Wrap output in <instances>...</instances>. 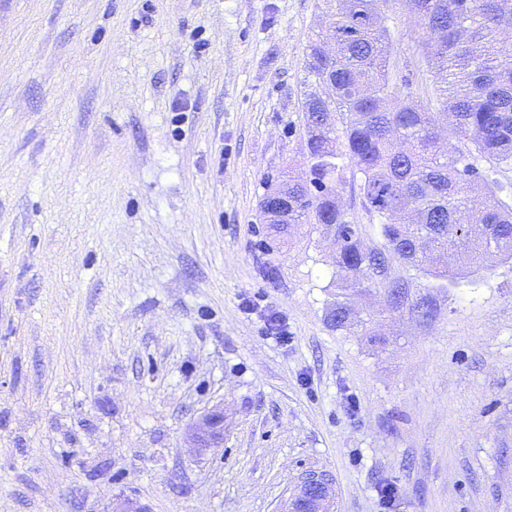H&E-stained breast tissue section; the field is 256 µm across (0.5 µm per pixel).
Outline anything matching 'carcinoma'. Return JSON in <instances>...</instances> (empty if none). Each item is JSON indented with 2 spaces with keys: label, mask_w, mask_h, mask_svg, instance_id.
<instances>
[{
  "label": "carcinoma",
  "mask_w": 512,
  "mask_h": 512,
  "mask_svg": "<svg viewBox=\"0 0 512 512\" xmlns=\"http://www.w3.org/2000/svg\"><path fill=\"white\" fill-rule=\"evenodd\" d=\"M333 55L308 45L312 85L302 102L309 179L288 177L268 191L288 198V223L336 228V309L332 324L345 327L353 300L382 288L394 307L408 284L387 275L389 255L438 282L487 270L491 256L512 258V207L501 187L478 166L512 167V44L499 36L512 29V0H405L409 22L422 30L436 101L434 110L412 94L390 90L392 48L379 3L390 0H322ZM470 144L463 153L442 150L440 131ZM360 174L368 212L377 216L385 250H363L357 225L338 196L341 162ZM456 257L426 267L417 239Z\"/></svg>",
  "instance_id": "cac0c4a2"
}]
</instances>
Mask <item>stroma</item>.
I'll return each instance as SVG.
<instances>
[{
	"instance_id": "stroma-1",
	"label": "stroma",
	"mask_w": 512,
	"mask_h": 512,
	"mask_svg": "<svg viewBox=\"0 0 512 512\" xmlns=\"http://www.w3.org/2000/svg\"><path fill=\"white\" fill-rule=\"evenodd\" d=\"M393 88L434 103L402 0ZM320 0H0V512H512V259L334 328L332 232L264 223L308 173ZM344 165L365 249L380 226ZM274 277H267V267ZM285 319L289 343L267 337ZM224 407V446L186 439ZM334 489L332 480L324 473L306 474L285 512H331Z\"/></svg>"
}]
</instances>
